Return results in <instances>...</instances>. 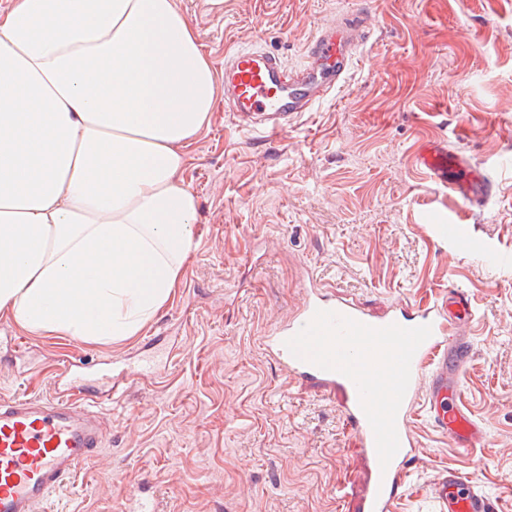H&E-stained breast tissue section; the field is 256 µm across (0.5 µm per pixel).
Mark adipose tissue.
<instances>
[{
    "label": "adipose tissue",
    "instance_id": "obj_1",
    "mask_svg": "<svg viewBox=\"0 0 512 512\" xmlns=\"http://www.w3.org/2000/svg\"><path fill=\"white\" fill-rule=\"evenodd\" d=\"M216 72L176 0H15L0 14V311L134 335L196 248L183 147Z\"/></svg>",
    "mask_w": 512,
    "mask_h": 512
}]
</instances>
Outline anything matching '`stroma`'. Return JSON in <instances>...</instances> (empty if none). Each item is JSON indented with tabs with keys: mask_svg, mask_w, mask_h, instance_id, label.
Instances as JSON below:
<instances>
[{
	"mask_svg": "<svg viewBox=\"0 0 512 512\" xmlns=\"http://www.w3.org/2000/svg\"><path fill=\"white\" fill-rule=\"evenodd\" d=\"M216 73L259 47L289 67L336 16L362 10L367 42L345 84L281 134L240 127L223 101L184 147L199 199L197 247L174 294L133 336L83 341L0 312V394L65 389L93 375L168 362L130 380L101 419L102 450L41 512H127L145 488L158 512H351L365 481L338 400L291 382L262 338L308 280L378 314L467 290L475 320L462 398L484 426L463 450L414 416L420 448L393 512H436V474L473 473L512 512V0H177ZM440 141L481 174L465 205L419 168ZM451 218L468 241L435 237ZM494 251L508 258L496 264Z\"/></svg>",
	"mask_w": 512,
	"mask_h": 512,
	"instance_id": "35a3bbf8",
	"label": "stroma"
}]
</instances>
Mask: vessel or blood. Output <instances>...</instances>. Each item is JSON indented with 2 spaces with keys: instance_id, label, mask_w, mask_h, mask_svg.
Listing matches in <instances>:
<instances>
[{
  "instance_id": "1",
  "label": "vessel or blood",
  "mask_w": 512,
  "mask_h": 512,
  "mask_svg": "<svg viewBox=\"0 0 512 512\" xmlns=\"http://www.w3.org/2000/svg\"><path fill=\"white\" fill-rule=\"evenodd\" d=\"M361 23L352 12L319 29L294 71L264 50L229 54L224 89L231 94L237 123L275 135L335 92L363 43ZM418 163L464 202L479 199V175L460 173L457 155L446 146H424ZM473 317L470 297L458 287L450 288L443 302L398 304L376 316L312 284L301 306L264 336L266 355L289 379L339 398L369 472L358 512H391L415 458L418 442L410 423L417 410H424L432 427L455 447L483 444L485 434L460 395ZM389 368L397 380L381 384ZM127 379L124 371L101 374L96 390L87 394L0 395V512H39L81 462L101 451L98 412L111 405ZM433 495L441 512H495L473 474L458 469L437 473Z\"/></svg>"
}]
</instances>
